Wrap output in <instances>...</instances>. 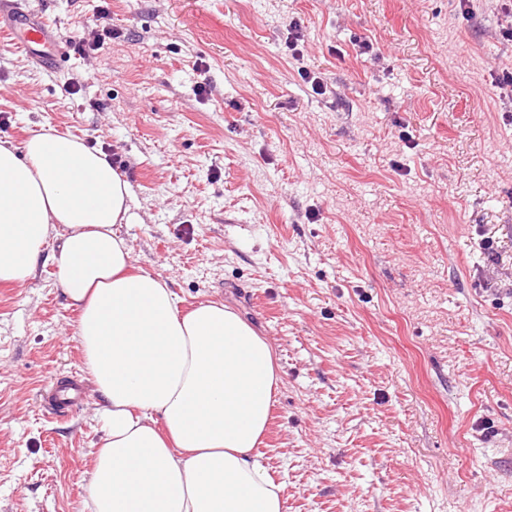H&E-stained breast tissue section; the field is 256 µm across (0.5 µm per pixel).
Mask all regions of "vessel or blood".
Masks as SVG:
<instances>
[{
  "mask_svg": "<svg viewBox=\"0 0 512 512\" xmlns=\"http://www.w3.org/2000/svg\"><path fill=\"white\" fill-rule=\"evenodd\" d=\"M0 35L47 70H57L63 60L62 38L47 21L28 10L25 0H0ZM85 389L73 381L51 389L44 399L49 412L65 413L83 402Z\"/></svg>",
  "mask_w": 512,
  "mask_h": 512,
  "instance_id": "b4317fda",
  "label": "vessel or blood"
}]
</instances>
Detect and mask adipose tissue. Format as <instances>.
Wrapping results in <instances>:
<instances>
[{"mask_svg":"<svg viewBox=\"0 0 512 512\" xmlns=\"http://www.w3.org/2000/svg\"><path fill=\"white\" fill-rule=\"evenodd\" d=\"M130 202L125 175L77 136L0 143V282L26 283L51 246L104 400L89 508L285 512L283 483L255 453L282 382L274 349L230 307L180 313L160 276L132 271L115 230Z\"/></svg>","mask_w":512,"mask_h":512,"instance_id":"obj_1","label":"adipose tissue"}]
</instances>
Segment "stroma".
Returning <instances> with one entry per match:
<instances>
[{"mask_svg":"<svg viewBox=\"0 0 512 512\" xmlns=\"http://www.w3.org/2000/svg\"><path fill=\"white\" fill-rule=\"evenodd\" d=\"M28 3L102 43L49 72L0 41V140L49 126L118 157L133 270L271 343L259 452L286 512H512L505 0ZM77 320L49 255L0 284V512H88ZM65 377L88 398L55 415Z\"/></svg>","mask_w":512,"mask_h":512,"instance_id":"35a3bbf8","label":"stroma"}]
</instances>
